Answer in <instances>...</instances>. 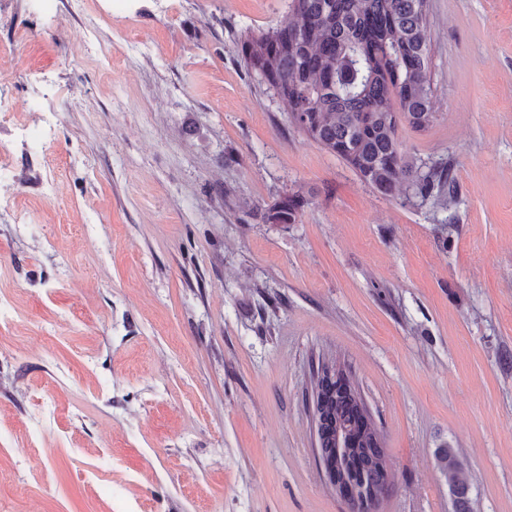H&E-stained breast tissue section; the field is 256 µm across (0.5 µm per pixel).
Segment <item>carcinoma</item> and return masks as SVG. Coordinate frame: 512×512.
Here are the masks:
<instances>
[{"label": "carcinoma", "instance_id": "cac0c4a2", "mask_svg": "<svg viewBox=\"0 0 512 512\" xmlns=\"http://www.w3.org/2000/svg\"><path fill=\"white\" fill-rule=\"evenodd\" d=\"M429 0H290L281 25L240 42L248 72L286 101L287 120L384 194L407 181L412 196L443 202L453 193L447 166L409 162L398 138L406 122L435 118L430 77ZM308 199L296 191L260 212L265 224H294ZM314 380L321 457L342 464L340 488L388 493L386 455L356 384L333 362ZM454 512H472L453 449L438 450Z\"/></svg>", "mask_w": 512, "mask_h": 512}]
</instances>
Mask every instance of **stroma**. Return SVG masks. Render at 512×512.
Returning a JSON list of instances; mask_svg holds the SVG:
<instances>
[{
  "instance_id": "35a3bbf8",
  "label": "stroma",
  "mask_w": 512,
  "mask_h": 512,
  "mask_svg": "<svg viewBox=\"0 0 512 512\" xmlns=\"http://www.w3.org/2000/svg\"><path fill=\"white\" fill-rule=\"evenodd\" d=\"M288 3L0 0V512H348L331 356L383 438L378 512H454L445 446L474 512H512V0L429 2L436 118L399 139L453 170L444 205L378 191L247 73ZM307 204L308 199L299 191L286 193L261 209L260 216L265 224H293Z\"/></svg>"
}]
</instances>
